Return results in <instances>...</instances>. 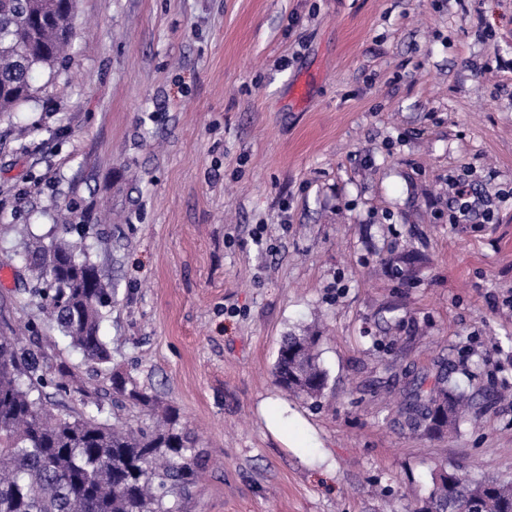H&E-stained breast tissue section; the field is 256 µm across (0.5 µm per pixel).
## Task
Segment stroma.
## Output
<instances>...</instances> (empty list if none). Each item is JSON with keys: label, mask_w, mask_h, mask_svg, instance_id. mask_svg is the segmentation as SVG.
I'll use <instances>...</instances> for the list:
<instances>
[{"label": "stroma", "mask_w": 512, "mask_h": 512, "mask_svg": "<svg viewBox=\"0 0 512 512\" xmlns=\"http://www.w3.org/2000/svg\"><path fill=\"white\" fill-rule=\"evenodd\" d=\"M32 84L0 116V335L109 388L26 261L86 225L113 367L210 451L181 512H414L438 465L512 476V0H78ZM452 175L493 222L453 223ZM303 329L316 402L272 374ZM443 369L496 403L411 430L408 382Z\"/></svg>", "instance_id": "obj_1"}]
</instances>
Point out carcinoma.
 I'll list each match as a JSON object with an SVG mask.
<instances>
[{
  "instance_id": "cac0c4a2",
  "label": "carcinoma",
  "mask_w": 512,
  "mask_h": 512,
  "mask_svg": "<svg viewBox=\"0 0 512 512\" xmlns=\"http://www.w3.org/2000/svg\"><path fill=\"white\" fill-rule=\"evenodd\" d=\"M76 0H0V114L33 98V76L56 74L75 33ZM36 271L32 295L45 301L55 328L86 361L111 363L100 334L112 298L87 251L53 239L27 254ZM307 333L284 337L275 381L298 398L324 395L328 373ZM113 402L131 400L145 409L153 396L117 371ZM52 383L36 353L0 336V512H177L192 496L209 459L186 426L171 414L166 423L118 426L94 409L70 414L48 401ZM447 373L425 390L415 383L401 407L409 426L428 432L458 431L470 410L490 408ZM425 506L416 512H512V479L474 478L467 472L433 471Z\"/></svg>"
}]
</instances>
